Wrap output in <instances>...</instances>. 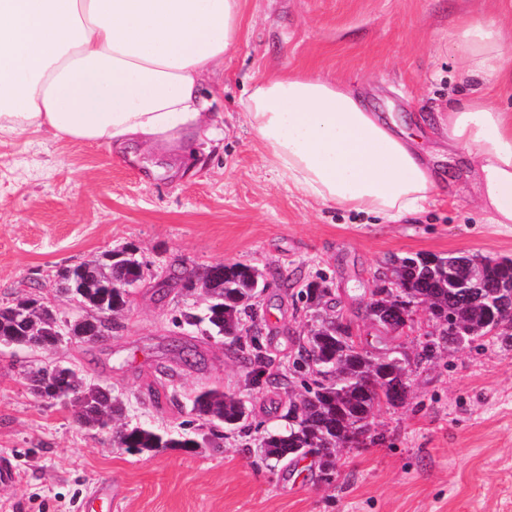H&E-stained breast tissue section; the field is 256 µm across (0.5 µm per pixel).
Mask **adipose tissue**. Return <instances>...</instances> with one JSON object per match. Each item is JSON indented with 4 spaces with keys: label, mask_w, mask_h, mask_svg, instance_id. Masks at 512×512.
Masks as SVG:
<instances>
[{
    "label": "adipose tissue",
    "mask_w": 512,
    "mask_h": 512,
    "mask_svg": "<svg viewBox=\"0 0 512 512\" xmlns=\"http://www.w3.org/2000/svg\"><path fill=\"white\" fill-rule=\"evenodd\" d=\"M240 32V0H0V137L28 129L122 147L207 124L199 90ZM505 33L462 21L452 48L479 91L448 105V145L469 160L488 224L512 225V82ZM272 166L298 193L389 223L441 183L412 139L317 72L259 78L242 103Z\"/></svg>",
    "instance_id": "1"
}]
</instances>
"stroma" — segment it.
Returning <instances> with one entry per match:
<instances>
[{
	"instance_id": "stroma-1",
	"label": "stroma",
	"mask_w": 512,
	"mask_h": 512,
	"mask_svg": "<svg viewBox=\"0 0 512 512\" xmlns=\"http://www.w3.org/2000/svg\"><path fill=\"white\" fill-rule=\"evenodd\" d=\"M466 19L512 29V0H240V34L200 96L208 128L144 148L109 149L27 131L0 138V305L36 299L62 318L82 310L65 271L134 250L153 271L244 262L270 286L254 301L263 343L288 367L307 319L300 290L325 276L361 346L391 345L364 316L375 277L394 257L460 252L512 260V230L477 209L467 160L449 151L448 103L470 83L451 40ZM314 70L392 113L428 152L455 199L397 224L310 200L270 165L241 106L261 76ZM197 295L132 291L112 336L72 342L54 356L0 345V459L18 478L0 483V512H73L107 478L112 512H512V346H453L414 369L405 405L381 408L391 445L346 448L335 481L307 459L270 468L237 439L223 449L129 452L77 424L62 404L37 400L25 373L54 360L111 390L129 422L176 433L196 391L247 394L260 431L283 428L288 390L248 391L223 341L173 319ZM200 359L183 364L173 341ZM172 375H163V368ZM160 391L161 404L147 398Z\"/></svg>"
}]
</instances>
